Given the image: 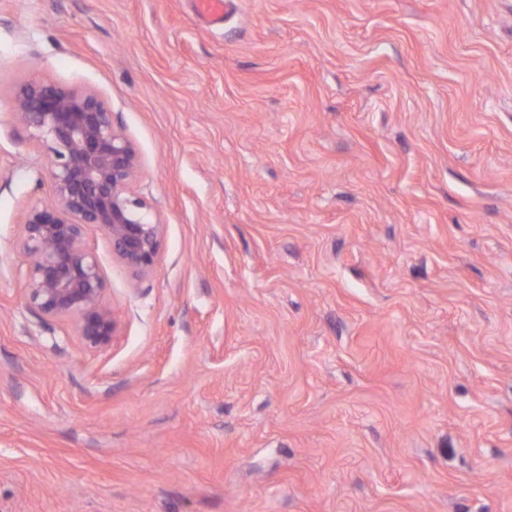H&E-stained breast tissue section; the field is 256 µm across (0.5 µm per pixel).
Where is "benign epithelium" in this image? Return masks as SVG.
Returning <instances> with one entry per match:
<instances>
[{
  "label": "benign epithelium",
  "instance_id": "obj_1",
  "mask_svg": "<svg viewBox=\"0 0 512 512\" xmlns=\"http://www.w3.org/2000/svg\"><path fill=\"white\" fill-rule=\"evenodd\" d=\"M15 115L48 146L54 196L25 214L22 250L31 258L25 302L48 318L75 319L84 343L104 348L118 322L103 302L105 279L82 240L83 227L96 225L134 272L152 271L161 224L132 187L138 154L89 92L28 85L15 99Z\"/></svg>",
  "mask_w": 512,
  "mask_h": 512
}]
</instances>
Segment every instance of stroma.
<instances>
[{"label": "stroma", "mask_w": 512, "mask_h": 512, "mask_svg": "<svg viewBox=\"0 0 512 512\" xmlns=\"http://www.w3.org/2000/svg\"><path fill=\"white\" fill-rule=\"evenodd\" d=\"M0 0V512H512V0ZM94 93L162 226L119 334L24 300Z\"/></svg>", "instance_id": "1"}]
</instances>
